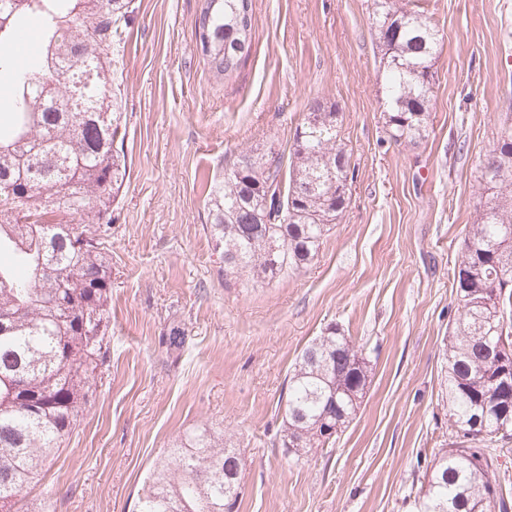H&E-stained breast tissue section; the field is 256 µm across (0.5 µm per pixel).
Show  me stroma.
<instances>
[{
  "instance_id": "1",
  "label": "stroma",
  "mask_w": 512,
  "mask_h": 512,
  "mask_svg": "<svg viewBox=\"0 0 512 512\" xmlns=\"http://www.w3.org/2000/svg\"><path fill=\"white\" fill-rule=\"evenodd\" d=\"M134 2L116 74L127 178L101 224L109 356L22 512H133L158 454L204 424L240 450V512H415L448 439L442 349L479 160L512 117V0H415L443 34L417 145L384 130L371 0H253L251 47L225 78L196 41L204 0ZM316 97L339 107L349 203L307 269L225 287L208 190L243 151L288 157ZM331 323L364 349L371 382L333 447L293 464L288 371ZM175 326L178 355L161 342Z\"/></svg>"
}]
</instances>
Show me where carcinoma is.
Returning <instances> with one entry per match:
<instances>
[{
	"instance_id": "obj_1",
	"label": "carcinoma",
	"mask_w": 512,
	"mask_h": 512,
	"mask_svg": "<svg viewBox=\"0 0 512 512\" xmlns=\"http://www.w3.org/2000/svg\"><path fill=\"white\" fill-rule=\"evenodd\" d=\"M132 0H0V508L39 477L87 404L107 357L112 269L104 237L86 229L112 208L126 180L121 102L112 89ZM382 55L389 140L418 145L429 132L440 30L403 0H373ZM39 23V60L11 50L22 24ZM253 0H206L196 39L211 69L229 76L246 57ZM339 109L314 98L296 128L288 170L272 151H247L211 187L210 234L224 287L271 282L318 256L350 196ZM486 196L474 204L453 270L457 311L445 344L441 399L448 447L431 453L419 512H512L498 458L512 443V124H503L479 164ZM282 195V219L260 201ZM372 367L328 325L288 375L281 439L292 459L335 443L324 427L356 416ZM235 450L224 430L202 427L158 459L135 512H238L240 480L224 470Z\"/></svg>"
}]
</instances>
